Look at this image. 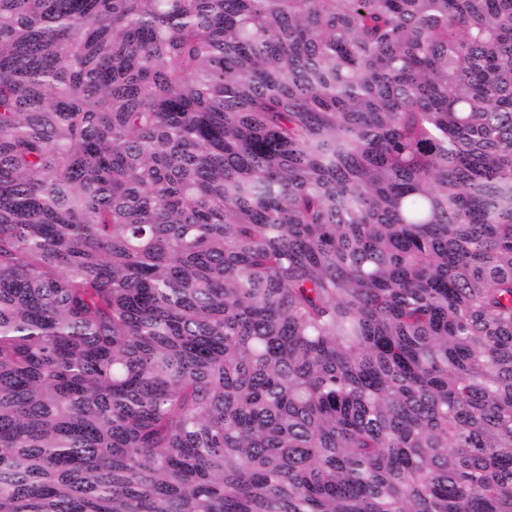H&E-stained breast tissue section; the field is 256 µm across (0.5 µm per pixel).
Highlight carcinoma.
<instances>
[{
    "label": "carcinoma",
    "mask_w": 512,
    "mask_h": 512,
    "mask_svg": "<svg viewBox=\"0 0 512 512\" xmlns=\"http://www.w3.org/2000/svg\"><path fill=\"white\" fill-rule=\"evenodd\" d=\"M0 512H512V0H0Z\"/></svg>",
    "instance_id": "1"
}]
</instances>
